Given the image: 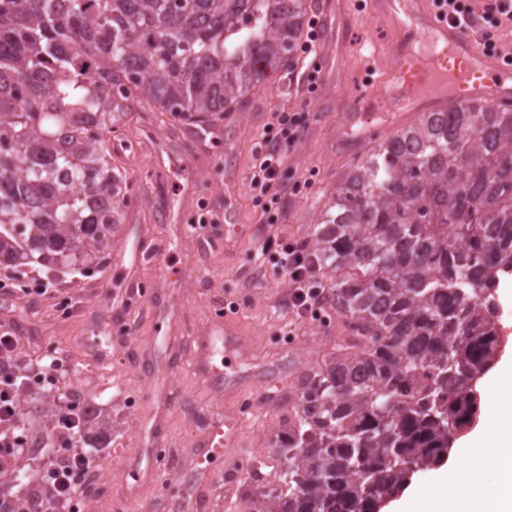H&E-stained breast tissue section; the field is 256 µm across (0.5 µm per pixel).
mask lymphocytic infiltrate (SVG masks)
<instances>
[{"instance_id": "f902f5d3", "label": "lymphocytic infiltrate", "mask_w": 512, "mask_h": 512, "mask_svg": "<svg viewBox=\"0 0 512 512\" xmlns=\"http://www.w3.org/2000/svg\"><path fill=\"white\" fill-rule=\"evenodd\" d=\"M440 15L457 20L468 29L484 33V45L489 54L512 62V44L501 42L495 34L512 30V0H432ZM306 112L280 111L255 150V161L248 177L249 190L261 204L265 221L278 223L281 217L283 186L281 171L292 147L301 139L308 126ZM255 259L259 266H272L274 271L288 278L291 291L288 307L298 314H317V300L321 294L314 285L316 261L305 244H288L279 240H265ZM17 340L9 333L0 334V453L25 456L28 443L17 429L21 412L15 399V362ZM88 415L83 404L72 402L62 406L48 435L51 447L47 453L43 481L55 500L66 503L83 498L86 475L90 470L87 453L76 451L77 438Z\"/></svg>"}]
</instances>
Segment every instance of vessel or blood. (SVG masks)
<instances>
[{
    "label": "vessel or blood",
    "instance_id": "1",
    "mask_svg": "<svg viewBox=\"0 0 512 512\" xmlns=\"http://www.w3.org/2000/svg\"><path fill=\"white\" fill-rule=\"evenodd\" d=\"M352 6L364 29V45L374 44L380 23L400 30L401 37L396 43V67L389 76L368 79L370 57L358 62L355 79L365 91L352 96L348 122H357L382 105L401 108L420 101L432 109L453 108L471 99L512 102V63L489 55L478 38L440 16L431 0H373L367 12L361 0H353ZM241 429L240 416L214 418L205 442L208 455L222 454L235 445Z\"/></svg>",
    "mask_w": 512,
    "mask_h": 512
}]
</instances>
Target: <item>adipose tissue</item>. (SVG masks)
I'll return each mask as SVG.
<instances>
[{
  "instance_id": "1",
  "label": "adipose tissue",
  "mask_w": 512,
  "mask_h": 512,
  "mask_svg": "<svg viewBox=\"0 0 512 512\" xmlns=\"http://www.w3.org/2000/svg\"><path fill=\"white\" fill-rule=\"evenodd\" d=\"M388 512H512V354L484 388L480 422L460 437L432 484L406 487Z\"/></svg>"
}]
</instances>
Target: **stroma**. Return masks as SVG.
<instances>
[{"mask_svg":"<svg viewBox=\"0 0 512 512\" xmlns=\"http://www.w3.org/2000/svg\"><path fill=\"white\" fill-rule=\"evenodd\" d=\"M314 2L315 90L293 68L241 111L202 123L132 112L112 134V163L130 186L101 266L0 270V327L23 341V371L54 354L69 367L66 392L112 413V446L98 460L102 482L86 487V512H173L186 494L203 497L206 512H255L254 489L284 473L274 441L299 377L352 334L349 318L330 307L317 319L289 310L288 280L258 269L254 255L269 237L310 241L343 174L373 146L365 127L386 138L418 115L380 109L347 124L359 25L348 0ZM284 109L309 113L310 124L281 173L282 219L267 224L248 175L273 113ZM228 202L242 233L225 229ZM38 281L45 294L33 293ZM217 314L236 344L214 338L207 378L196 368L197 339ZM226 413L242 414V436L201 468L211 420Z\"/></svg>","mask_w":512,"mask_h":512,"instance_id":"1","label":"stroma"}]
</instances>
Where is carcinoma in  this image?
Segmentation results:
<instances>
[{
  "label": "carcinoma",
  "mask_w": 512,
  "mask_h": 512,
  "mask_svg": "<svg viewBox=\"0 0 512 512\" xmlns=\"http://www.w3.org/2000/svg\"><path fill=\"white\" fill-rule=\"evenodd\" d=\"M313 0H0V268L99 259L129 181L113 112L243 108L292 66ZM310 250L352 351L300 379L257 512H379L479 411L512 272V104L424 112L350 167ZM112 443V414L76 444ZM26 457L0 487L29 478Z\"/></svg>",
  "instance_id": "obj_1"
}]
</instances>
